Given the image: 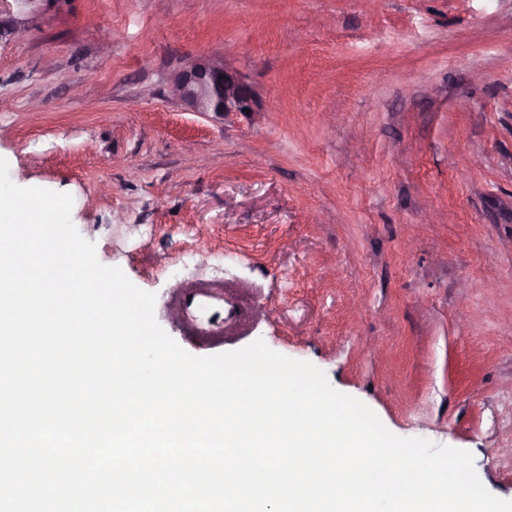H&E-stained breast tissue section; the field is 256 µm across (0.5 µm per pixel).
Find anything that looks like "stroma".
<instances>
[{
	"label": "stroma",
	"instance_id": "obj_1",
	"mask_svg": "<svg viewBox=\"0 0 512 512\" xmlns=\"http://www.w3.org/2000/svg\"><path fill=\"white\" fill-rule=\"evenodd\" d=\"M224 54L264 106L168 91ZM0 157L195 356L261 339L512 500V0H0ZM224 296V332L164 316ZM185 288L186 290L181 305L185 310L195 306L199 310L210 311L216 307V300H222L224 303V299H220L216 295L203 290V287L187 286Z\"/></svg>",
	"mask_w": 512,
	"mask_h": 512
}]
</instances>
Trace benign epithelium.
Wrapping results in <instances>:
<instances>
[{"instance_id": "benign-epithelium-1", "label": "benign epithelium", "mask_w": 512, "mask_h": 512, "mask_svg": "<svg viewBox=\"0 0 512 512\" xmlns=\"http://www.w3.org/2000/svg\"><path fill=\"white\" fill-rule=\"evenodd\" d=\"M170 91L192 112L241 113L260 111L251 86L222 56L188 59L170 79Z\"/></svg>"}]
</instances>
